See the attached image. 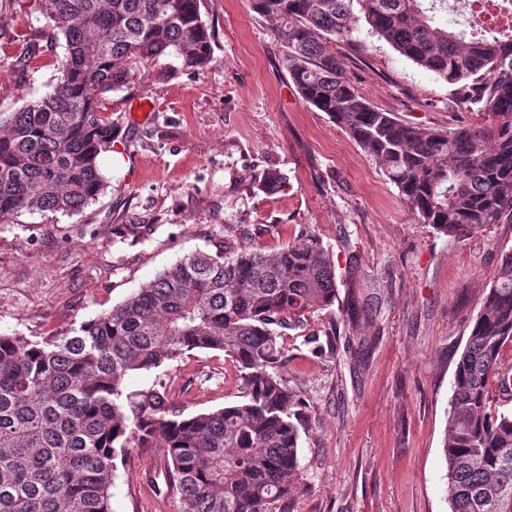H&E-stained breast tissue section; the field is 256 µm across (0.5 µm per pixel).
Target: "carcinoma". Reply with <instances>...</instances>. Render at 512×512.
I'll return each mask as SVG.
<instances>
[{
    "label": "carcinoma",
    "mask_w": 512,
    "mask_h": 512,
    "mask_svg": "<svg viewBox=\"0 0 512 512\" xmlns=\"http://www.w3.org/2000/svg\"><path fill=\"white\" fill-rule=\"evenodd\" d=\"M271 24L301 98L383 169L420 224L465 236L512 217V34L450 31L448 0H250ZM203 0H43L63 36L50 90L0 112V222L21 212L74 214L106 187L99 155L117 136L101 99L162 58L170 71L214 62ZM451 87L453 104L487 124L448 134L376 108L345 75L336 43L360 22ZM39 55L16 58L23 73ZM191 253L111 310L63 335L0 334V512H112L117 461L161 448L165 490L180 512H293L307 418L283 377L282 330L337 298L333 258L307 231L273 252L237 245ZM512 342V249L456 364L443 456L450 512H512V408L490 380ZM193 350L221 351L246 401L183 416L167 385L125 392L133 371Z\"/></svg>",
    "instance_id": "obj_1"
}]
</instances>
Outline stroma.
<instances>
[{
	"instance_id": "1",
	"label": "stroma",
	"mask_w": 512,
	"mask_h": 512,
	"mask_svg": "<svg viewBox=\"0 0 512 512\" xmlns=\"http://www.w3.org/2000/svg\"><path fill=\"white\" fill-rule=\"evenodd\" d=\"M215 33L210 69L161 76L151 65L106 94L123 163L81 212L22 213L0 223V334L61 335L96 318L201 249L223 250L224 227L245 225L271 252L315 231L333 256L338 298L285 330L284 376L308 418L298 444L305 490L294 512H449L442 447L456 363L493 282L512 220L451 238L416 223L379 166L288 80L283 51L249 0H204ZM52 23L41 0L0 13V112L49 89L57 40L19 75L26 43ZM367 50L338 43L350 81L380 110L437 132L481 126L455 107L448 84L367 29ZM153 112L133 123L135 99ZM281 172L277 192L258 176ZM361 315L350 319L349 305ZM167 384L184 415L242 403L232 362L195 350L131 373L127 390ZM162 451L141 448L119 467L113 512H179L152 480Z\"/></svg>"
}]
</instances>
